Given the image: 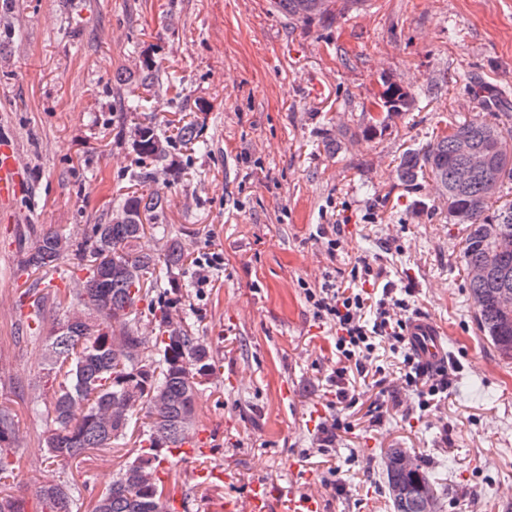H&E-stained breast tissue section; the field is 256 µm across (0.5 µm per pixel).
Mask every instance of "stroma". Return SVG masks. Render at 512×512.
Here are the masks:
<instances>
[{
    "mask_svg": "<svg viewBox=\"0 0 512 512\" xmlns=\"http://www.w3.org/2000/svg\"><path fill=\"white\" fill-rule=\"evenodd\" d=\"M147 59L158 67L150 87L140 82ZM386 79L413 94L415 109L365 135ZM498 90L512 91V0H335L309 23L289 21L274 0H0V131L29 173L28 195L0 205V402L22 437L5 493L39 512L37 490L57 476L44 424L27 409L44 371L39 346L19 331V237L103 222L136 167L134 124L168 135L192 122L202 148L175 146L174 171L144 187L185 235L193 262L177 311L218 365L198 399L212 455L160 466L186 495L178 512L245 502L257 482L299 488L310 478L322 512H392L383 483L392 448L438 477L441 512H512V360L474 317L462 225L449 223L430 180L398 177L404 153L485 115ZM121 95L144 105L120 111ZM324 224L346 227L336 254L318 235ZM213 251L224 262L198 288L195 260ZM360 258L412 289L411 315L444 329L445 404L420 411L390 353L375 360L379 384H358L355 405L338 402L334 341L303 287ZM336 419L332 488L319 445ZM133 451L101 449L70 471L94 494ZM204 465L227 480L199 483Z\"/></svg>",
    "mask_w": 512,
    "mask_h": 512,
    "instance_id": "35a3bbf8",
    "label": "stroma"
}]
</instances>
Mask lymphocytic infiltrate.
<instances>
[{
    "label": "lymphocytic infiltrate",
    "instance_id": "f902f5d3",
    "mask_svg": "<svg viewBox=\"0 0 512 512\" xmlns=\"http://www.w3.org/2000/svg\"><path fill=\"white\" fill-rule=\"evenodd\" d=\"M371 263L359 259L346 276L324 274L322 283L305 290L313 315L333 331L339 366L336 376L366 379V365L376 351L390 348L402 355L405 380L418 393V407L428 410L447 400L452 387L447 367L424 368L409 348L406 336L407 299L397 297L391 285L378 282Z\"/></svg>",
    "mask_w": 512,
    "mask_h": 512
}]
</instances>
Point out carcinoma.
<instances>
[{
  "label": "carcinoma",
  "mask_w": 512,
  "mask_h": 512,
  "mask_svg": "<svg viewBox=\"0 0 512 512\" xmlns=\"http://www.w3.org/2000/svg\"><path fill=\"white\" fill-rule=\"evenodd\" d=\"M276 0L288 19L308 22L329 12L328 0ZM382 116L370 117L369 131H383L389 121L414 109L415 100L396 84L385 85L375 101ZM468 138L476 151L492 150L496 161L475 171L464 186L457 171L468 164L458 141ZM131 148L139 170L131 180L145 183L153 170L171 168L173 142L148 125L134 127ZM409 186L429 177L448 200V208L470 204L466 233V268H488L483 279H468L476 321L484 338L505 359H512V308L493 300L503 292L512 301V129L493 113L490 119L451 124L426 148L407 153L399 166ZM162 204L151 193H126L103 224L79 237L65 228L45 229L25 253L21 271L31 284L19 298L25 333L43 342L48 395L30 400L31 411L45 422L43 443L60 467L59 479L38 489L41 512H172L170 490L158 476L162 451L180 448L196 430V400L216 373L211 348L179 317L177 298L162 288L164 279L184 272L189 253L182 237L162 223ZM150 237L157 247L145 249ZM73 261L72 286L55 287L52 273ZM146 303L142 314L140 303ZM68 311L56 319L48 336L45 309ZM137 433L136 456L90 501L68 471L69 464L93 449L114 448ZM21 437L15 414L0 405V476L16 469ZM439 482L417 469L408 474L386 468L387 486Z\"/></svg>",
  "instance_id": "1"
}]
</instances>
